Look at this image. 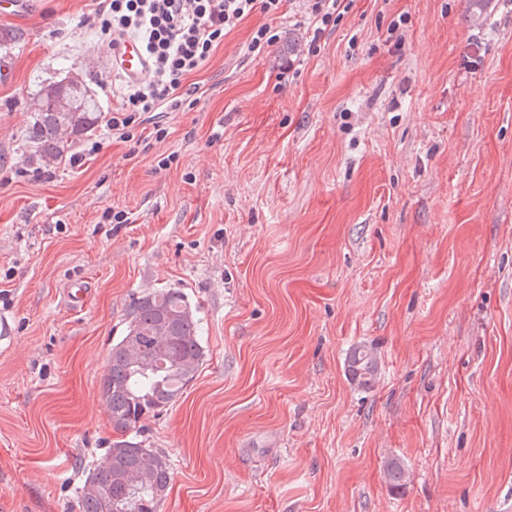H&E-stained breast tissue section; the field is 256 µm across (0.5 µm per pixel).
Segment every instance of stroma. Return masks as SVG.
<instances>
[{
	"mask_svg": "<svg viewBox=\"0 0 512 512\" xmlns=\"http://www.w3.org/2000/svg\"><path fill=\"white\" fill-rule=\"evenodd\" d=\"M33 2L0 14L9 512H78L112 440V342L156 288L196 304L207 351L143 422L173 471L160 512H512V0L479 26L467 0H353L315 43L286 0L277 44L249 53L264 17L244 19L192 103L51 166L24 145L41 82L92 80L106 114L125 83L95 0ZM347 371L350 379L358 386H371L378 372L376 355L365 346L352 349L347 360Z\"/></svg>",
	"mask_w": 512,
	"mask_h": 512,
	"instance_id": "1",
	"label": "stroma"
}]
</instances>
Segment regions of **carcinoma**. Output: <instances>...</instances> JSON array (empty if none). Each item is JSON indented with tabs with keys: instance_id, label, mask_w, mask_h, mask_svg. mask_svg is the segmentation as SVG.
<instances>
[{
	"instance_id": "carcinoma-1",
	"label": "carcinoma",
	"mask_w": 512,
	"mask_h": 512,
	"mask_svg": "<svg viewBox=\"0 0 512 512\" xmlns=\"http://www.w3.org/2000/svg\"><path fill=\"white\" fill-rule=\"evenodd\" d=\"M489 5L490 0H468L473 24L483 23ZM101 120L89 82L51 81L35 95L25 141L47 164L61 158L67 144L94 132ZM205 356L201 319L187 294L157 288L132 299L99 384L116 438L77 493L80 512H159L173 472L167 456L140 439L142 422L181 397ZM347 371L357 385L371 386L376 355L365 346L352 349Z\"/></svg>"
}]
</instances>
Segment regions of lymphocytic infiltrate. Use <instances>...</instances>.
Masks as SVG:
<instances>
[{
    "instance_id": "f902f5d3",
    "label": "lymphocytic infiltrate",
    "mask_w": 512,
    "mask_h": 512,
    "mask_svg": "<svg viewBox=\"0 0 512 512\" xmlns=\"http://www.w3.org/2000/svg\"><path fill=\"white\" fill-rule=\"evenodd\" d=\"M284 0H99L94 26L99 39L119 47L128 39L139 43L148 60L145 77L127 84L107 121L109 131L130 138L139 115L176 109L195 93L190 75L202 71L227 32L252 14L265 23L254 28L248 52L261 53L278 42L270 20Z\"/></svg>"
}]
</instances>
